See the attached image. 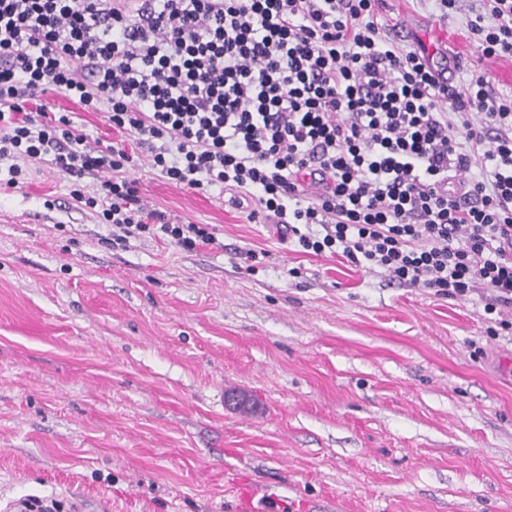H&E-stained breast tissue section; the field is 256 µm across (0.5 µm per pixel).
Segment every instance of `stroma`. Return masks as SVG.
<instances>
[{"mask_svg":"<svg viewBox=\"0 0 512 512\" xmlns=\"http://www.w3.org/2000/svg\"><path fill=\"white\" fill-rule=\"evenodd\" d=\"M473 5L379 11L454 61V88L510 89L512 60L467 36ZM47 102L90 141L124 138L104 111ZM22 170L0 185V512H512V334L488 335L480 297L300 253L145 156L127 171L143 204L217 242L115 248L65 176Z\"/></svg>","mask_w":512,"mask_h":512,"instance_id":"35a3bbf8","label":"stroma"}]
</instances>
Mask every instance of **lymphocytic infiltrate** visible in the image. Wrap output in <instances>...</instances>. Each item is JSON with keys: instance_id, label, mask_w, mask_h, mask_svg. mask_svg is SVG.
I'll use <instances>...</instances> for the list:
<instances>
[{"instance_id": "f902f5d3", "label": "lymphocytic infiltrate", "mask_w": 512, "mask_h": 512, "mask_svg": "<svg viewBox=\"0 0 512 512\" xmlns=\"http://www.w3.org/2000/svg\"><path fill=\"white\" fill-rule=\"evenodd\" d=\"M377 2L0 0L5 183L21 162L46 163L75 202L101 207L115 245L146 233L214 244L209 225L142 205L125 147L91 145L73 113L48 117L41 99L60 93L106 107L171 183L244 195L251 218L305 253L481 296L488 335L511 331L512 94L480 75L462 93L441 82ZM478 2L472 40L512 59V0Z\"/></svg>"}]
</instances>
